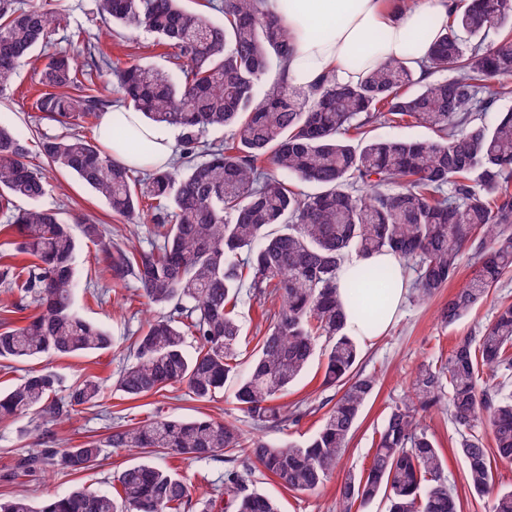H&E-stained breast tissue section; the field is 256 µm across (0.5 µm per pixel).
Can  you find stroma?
Wrapping results in <instances>:
<instances>
[{"label": "stroma", "mask_w": 512, "mask_h": 512, "mask_svg": "<svg viewBox=\"0 0 512 512\" xmlns=\"http://www.w3.org/2000/svg\"><path fill=\"white\" fill-rule=\"evenodd\" d=\"M60 19L52 37L59 51H72L69 35L83 31L90 43L100 46L113 65L124 66L138 59L160 70H169L164 47L155 45V36L146 30L128 32L108 30L99 19L88 13L90 0H46ZM37 75L33 66L25 65L6 95L0 96V117L15 127L37 138L63 135L58 124L41 119L33 101L38 94ZM49 186L40 200L43 207L57 210L63 219L75 222L92 218L99 229L117 241H131L141 249H151L157 243V227L153 224L125 225L113 216L108 204L97 197L77 178L50 172ZM80 287L76 292V307L88 321L102 326L111 335L110 349L81 356L52 357L11 363L0 366V389L6 390L20 383L29 371L52 368L61 378L59 398H67L72 387L87 377L104 381L107 389L103 398L93 406H80L68 416L49 422L51 444L62 442L76 446L92 439H105L116 424H134L155 416L184 418L210 416L213 419L252 430L251 421L240 412L234 400V383H227L208 402H199L189 396L185 385L178 384L167 391L136 400L124 398L113 384L122 365L130 362V345L140 336L150 318V310L138 285L129 280L116 285L104 262L97 260L96 248L89 240H82L76 260ZM448 299L440 292L426 303L406 299L388 330L361 344L358 367L377 380L376 390L364 405L357 428L344 459L323 487L314 492H291L281 487L260 466H253L249 485L255 490L279 500L282 512H336V499L347 471H362L371 462L375 441L381 431L390 406L411 392L414 371L424 364L446 360L457 338L479 335L493 320L501 303H512V273L506 275L486 300L471 313L452 325H445L437 317V310ZM323 371L320 359H313L304 376L290 389L287 400L300 405L304 416L298 424H286L266 430L265 436L277 441H302L319 428L324 414L322 404L330 395L322 385ZM38 422L36 415L22 414L0 423V497L14 494L41 501L50 495H62L73 487L84 486L107 490L111 478L124 466L138 462V455L123 449H104L98 461L78 474L48 471L31 476L5 480L4 475L16 461L27 455L37 442L29 434ZM447 463L448 482L457 491L461 512H486L483 501L474 498L465 482V466L456 448L459 435L448 414L435 410L426 418ZM158 463L170 466L187 484L191 503L185 512H199L198 504L224 487V460H192L182 456L161 455Z\"/></svg>", "instance_id": "obj_1"}]
</instances>
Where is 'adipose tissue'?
Listing matches in <instances>:
<instances>
[{
  "instance_id": "1",
  "label": "adipose tissue",
  "mask_w": 512,
  "mask_h": 512,
  "mask_svg": "<svg viewBox=\"0 0 512 512\" xmlns=\"http://www.w3.org/2000/svg\"><path fill=\"white\" fill-rule=\"evenodd\" d=\"M452 0H266L268 11L278 15L292 35V52L286 66L290 85L309 88L328 75L339 85L356 83L361 76L389 60L417 65L443 32ZM148 139L151 156L124 150L115 141L118 126ZM98 139L111 148L114 159L130 168H148L165 162L173 153L172 129L144 120L130 108L107 110L100 120ZM409 293L404 276L385 286L364 288L367 303H381L383 314L376 329H369L366 310L346 312L345 330L360 340L385 331Z\"/></svg>"
}]
</instances>
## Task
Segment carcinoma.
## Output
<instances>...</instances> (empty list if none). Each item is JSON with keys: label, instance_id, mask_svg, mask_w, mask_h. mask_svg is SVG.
Here are the masks:
<instances>
[{"label": "carcinoma", "instance_id": "obj_1", "mask_svg": "<svg viewBox=\"0 0 512 512\" xmlns=\"http://www.w3.org/2000/svg\"><path fill=\"white\" fill-rule=\"evenodd\" d=\"M214 21L182 0H93L92 13L114 28H144L171 49L172 69L144 62L112 68L96 46L49 51L58 18L21 0H0V92L21 63L42 51L37 111L69 133L44 137L40 153L104 198L129 223L147 216L158 224L151 250L102 238L89 222L69 224L35 205L46 193L42 168L30 162L31 138L0 119V210L9 212L16 253L27 266H5L0 277L20 302L0 303L3 314L38 312L22 326L0 319V362L42 355L74 356L106 350L112 338L75 306L80 237L91 241L112 278L133 277L141 297L158 310L132 347L116 388L128 399L175 384L205 402L235 381L239 409L262 429L296 423L304 412L281 402L315 353L323 385L336 389L317 432L303 442L276 443L207 416H157L121 425L103 441L43 448L20 458L16 470L45 466L79 473L102 448L141 454L167 452L193 459L229 454L239 462L224 471V512H280L272 497L249 487L258 464L286 489L311 492L342 459L361 408L376 388L357 370L360 346L344 331L337 296L341 266L354 253L390 252L410 276L418 301L436 296L456 277L469 253L477 269L438 309L451 325L468 315L504 275L512 272V109L488 124L482 114L512 93V0H470L448 10L446 32L421 64L378 65L354 85L326 77L297 89L282 77L291 36L261 0H211ZM452 70L451 79L428 75ZM116 77L128 106L152 123L181 131L168 166L136 180L112 152L77 133L99 121L110 101L97 89ZM412 123L433 133L424 140L373 134L379 127ZM224 139L205 142L211 131ZM127 147L149 156L151 144L121 129ZM315 186L299 190L293 180ZM33 206L17 208L14 200ZM394 268L366 265L362 281L387 283ZM279 302L265 313L255 346L243 338L235 309L243 288ZM195 339L194 351L187 338ZM249 361L241 377L238 367ZM487 378H482V373ZM61 378L48 367L30 372L0 392V421L33 413L53 421L70 409L97 403L101 382L86 378L66 402ZM448 412L460 436L472 494L488 512H512V490L496 483L492 460L512 461V304L500 306L481 335L460 337L448 358L415 372L412 396L390 407L371 465L349 471L336 512H353L381 497L388 512H457L447 464L423 424L432 409ZM494 447L485 445L483 431ZM115 492L74 487L34 505L0 498V512H179L188 502L183 481L168 468L142 460L113 476Z\"/></svg>", "mask_w": 512, "mask_h": 512}]
</instances>
